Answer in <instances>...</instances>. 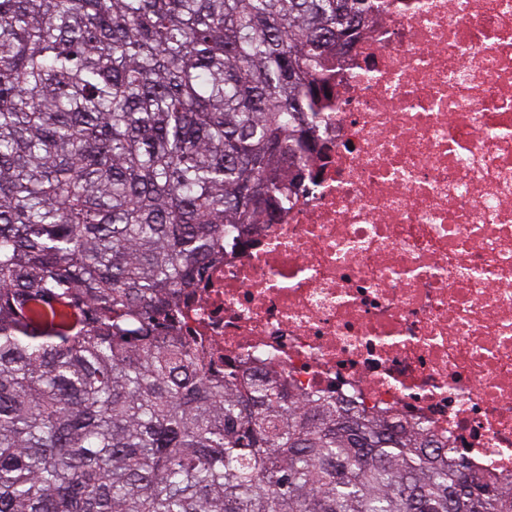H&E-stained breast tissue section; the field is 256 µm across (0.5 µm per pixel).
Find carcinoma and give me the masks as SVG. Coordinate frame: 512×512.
<instances>
[{"label":"carcinoma","mask_w":512,"mask_h":512,"mask_svg":"<svg viewBox=\"0 0 512 512\" xmlns=\"http://www.w3.org/2000/svg\"><path fill=\"white\" fill-rule=\"evenodd\" d=\"M370 0H0V512H512L422 432L163 335L281 197Z\"/></svg>","instance_id":"obj_1"}]
</instances>
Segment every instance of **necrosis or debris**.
I'll list each match as a JSON object with an SVG mask.
<instances>
[{
  "label": "necrosis or debris",
  "instance_id": "obj_1",
  "mask_svg": "<svg viewBox=\"0 0 512 512\" xmlns=\"http://www.w3.org/2000/svg\"><path fill=\"white\" fill-rule=\"evenodd\" d=\"M272 223L178 312L211 365L425 430L512 487V0H377Z\"/></svg>",
  "mask_w": 512,
  "mask_h": 512
}]
</instances>
